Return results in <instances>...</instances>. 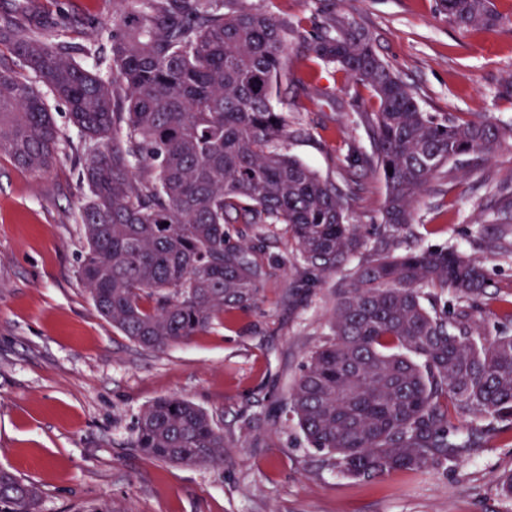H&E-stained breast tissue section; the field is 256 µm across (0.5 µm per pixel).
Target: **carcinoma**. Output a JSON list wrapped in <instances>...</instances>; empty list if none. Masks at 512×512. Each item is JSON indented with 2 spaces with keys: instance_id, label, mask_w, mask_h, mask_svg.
Here are the masks:
<instances>
[{
  "instance_id": "obj_1",
  "label": "carcinoma",
  "mask_w": 512,
  "mask_h": 512,
  "mask_svg": "<svg viewBox=\"0 0 512 512\" xmlns=\"http://www.w3.org/2000/svg\"><path fill=\"white\" fill-rule=\"evenodd\" d=\"M118 2L126 17L112 29L110 80L74 61L91 50L0 19V46L66 103L83 139L79 278L97 311L142 348L183 342L258 299L259 249L229 226L284 224L306 275L361 256L336 292L330 336L286 399L311 447L356 478L425 474L456 462L478 422L512 428V335L483 336L474 320L488 300L483 266L448 248H367L343 192L273 147L287 134L272 96L288 25L247 0ZM436 9L461 31L506 22L492 0H436ZM312 51L377 100L357 117L385 184L382 223L396 232L447 165L487 160L512 140V119L425 111L344 16L325 17ZM45 93L0 69V155L33 172L52 167L60 144ZM450 295L451 313L438 306ZM132 446L192 467L224 463L226 443L206 411L165 397L142 410ZM39 499L0 467V512H38Z\"/></svg>"
}]
</instances>
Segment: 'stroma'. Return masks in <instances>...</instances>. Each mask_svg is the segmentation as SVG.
<instances>
[{"instance_id":"stroma-1","label":"stroma","mask_w":512,"mask_h":512,"mask_svg":"<svg viewBox=\"0 0 512 512\" xmlns=\"http://www.w3.org/2000/svg\"><path fill=\"white\" fill-rule=\"evenodd\" d=\"M288 24L273 106L288 123L279 147L340 188L367 240L380 229L385 185L370 142L346 103L377 108L370 91L309 51L320 0H248ZM509 24L462 33L435 0H333L337 15L367 29L380 57L425 111L512 118L494 96L512 73V0H495ZM0 15L40 24L55 44L98 45L81 63L110 73L107 48L117 0H0ZM62 136L53 167L18 169L0 155V466L35 484L40 512H512L497 477L512 468V431H478L445 470L366 480L339 472L312 448L283 403L307 356L329 335L337 288L354 270L307 281L285 225L252 227L268 275L249 309L214 321L164 351L141 348L95 309L78 270L82 142L66 104L48 97ZM408 246L451 247L483 263L492 300L478 316L486 336L512 333L499 310L512 298V142L484 162L449 169L395 236ZM166 396L189 399L224 428L220 466L185 467L132 448L137 416Z\"/></svg>"}]
</instances>
